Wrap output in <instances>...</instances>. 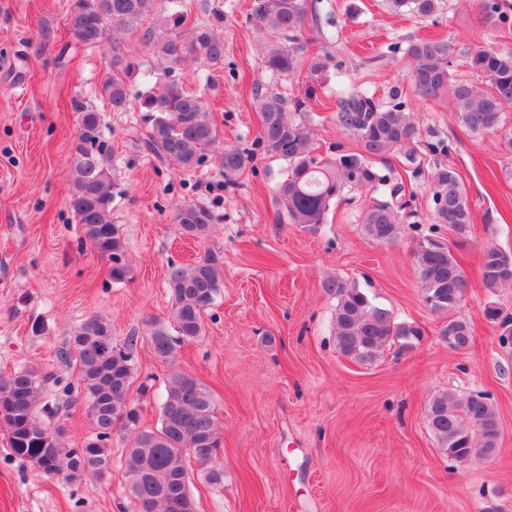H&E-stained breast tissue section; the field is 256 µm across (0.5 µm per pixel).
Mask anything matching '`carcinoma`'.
Returning a JSON list of instances; mask_svg holds the SVG:
<instances>
[{
	"label": "carcinoma",
	"instance_id": "obj_1",
	"mask_svg": "<svg viewBox=\"0 0 512 512\" xmlns=\"http://www.w3.org/2000/svg\"><path fill=\"white\" fill-rule=\"evenodd\" d=\"M395 13L409 11L427 18L438 8V0H385ZM308 0H258L255 13L261 26L288 37L291 44L268 46L267 67L290 74L300 63L302 48L292 45L308 21ZM155 25L142 34V41L170 67L191 59L211 66L224 63V40L211 25L192 16L187 0H69L70 32L85 48L99 46L109 31L133 30L148 16ZM453 45L445 39L423 38L409 44V78L425 96L452 91L461 123L473 134L498 129L504 112L512 107V54L482 47L468 56V65L490 84L480 86L459 81L451 84L449 66ZM112 69L126 75L140 68L136 57L112 43ZM102 93L114 112L128 109L126 85L110 78ZM398 87L391 89V103L384 105L360 91L338 97L336 121L357 137L359 148L338 152L325 160L314 156L312 133L289 117L305 112V101L289 99L269 89L254 91L260 118V139L266 151L288 161V174L278 185L276 201L292 224L314 227L323 224L331 206L345 191L366 187L386 196L365 209L362 224L368 237L391 243L411 215L401 203L403 183L390 175L389 155H400L405 171L425 175L432 192L434 223L446 224L459 241L469 235L472 211L467 192L456 169L439 164L425 171L416 145L421 132L411 113L398 102ZM77 114L74 147L77 160L69 170L73 190L70 206L84 238L111 262L115 283L129 279L130 267L119 226L112 220V204L118 184L112 176L111 151L104 136L101 113L80 96L71 101ZM137 108L146 125L143 147L160 161H173L186 171L202 165L206 150L216 141L204 101L195 91L177 82L156 84L138 96ZM249 155L236 147L220 154L224 179L230 181L244 170ZM214 222L211 210L197 203L176 207L173 223L181 233L203 237ZM413 263L423 300L434 314H450L464 301L467 278L448 244L428 238L413 249ZM224 255L218 249L188 265L168 269L170 326L153 329L147 341L154 355L172 361L185 343L203 334V313L212 305L223 283ZM480 276L483 287L494 294L512 285V254L496 247L482 252ZM323 288L336 295L333 332L339 351L360 363L377 359L387 345L417 335L399 323L390 310L376 304L357 285L328 279ZM484 318L498 329L499 345L512 349V314L493 304L483 309ZM453 330L456 352L473 343V330L464 318H450L439 335ZM136 339L114 343L112 324L91 315L74 325L69 339L58 351L68 363L76 355L77 377L63 387L64 398L45 401L49 383L60 382L52 372L22 370L0 378V418L5 420L12 453L47 475L76 480L87 473L99 478L110 468L109 442L114 430L131 438L125 450V473L135 512H195V503L184 479L185 459L200 465L211 462L223 447L217 434L215 402L210 389L195 377L174 370L168 374L160 423L144 429L137 405L128 401L135 375L133 352ZM85 400L95 435L80 448L66 445V428L59 418L67 415L77 399ZM426 414L438 447L451 460L464 463L476 457L491 459L499 450L500 423L490 394L474 390L459 396L445 392L428 404Z\"/></svg>",
	"mask_w": 512,
	"mask_h": 512
}]
</instances>
